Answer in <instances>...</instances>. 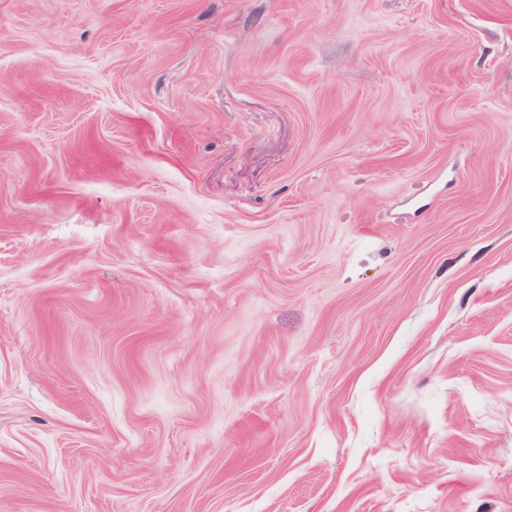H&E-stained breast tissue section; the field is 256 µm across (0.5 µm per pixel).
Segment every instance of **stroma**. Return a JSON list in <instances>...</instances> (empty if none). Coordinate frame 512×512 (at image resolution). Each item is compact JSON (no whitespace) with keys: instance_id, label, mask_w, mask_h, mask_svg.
I'll return each mask as SVG.
<instances>
[{"instance_id":"35a3bbf8","label":"stroma","mask_w":512,"mask_h":512,"mask_svg":"<svg viewBox=\"0 0 512 512\" xmlns=\"http://www.w3.org/2000/svg\"><path fill=\"white\" fill-rule=\"evenodd\" d=\"M0 512H512V0H0Z\"/></svg>"}]
</instances>
